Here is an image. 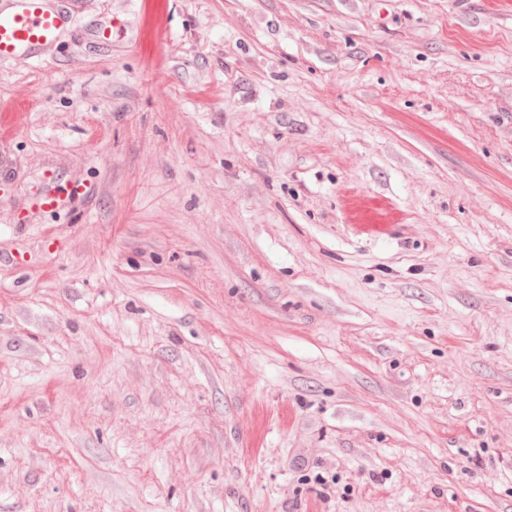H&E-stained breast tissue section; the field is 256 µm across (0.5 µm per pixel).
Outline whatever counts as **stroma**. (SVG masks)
<instances>
[{"label": "stroma", "mask_w": 512, "mask_h": 512, "mask_svg": "<svg viewBox=\"0 0 512 512\" xmlns=\"http://www.w3.org/2000/svg\"><path fill=\"white\" fill-rule=\"evenodd\" d=\"M76 5L0 62V512H512V0ZM47 182L49 184L39 197V206L46 211H56L69 204H73V207H75L76 203L87 194L86 189L78 184H73L67 188L63 187L64 190H60L54 185L57 180L53 177L48 178Z\"/></svg>", "instance_id": "obj_1"}]
</instances>
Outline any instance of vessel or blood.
I'll return each instance as SVG.
<instances>
[{"mask_svg": "<svg viewBox=\"0 0 512 512\" xmlns=\"http://www.w3.org/2000/svg\"><path fill=\"white\" fill-rule=\"evenodd\" d=\"M68 0H0V61L37 59L59 39L69 22ZM86 194L74 184L61 189L50 184L39 197V206L54 211L77 203Z\"/></svg>", "mask_w": 512, "mask_h": 512, "instance_id": "obj_1", "label": "vessel or blood"}]
</instances>
